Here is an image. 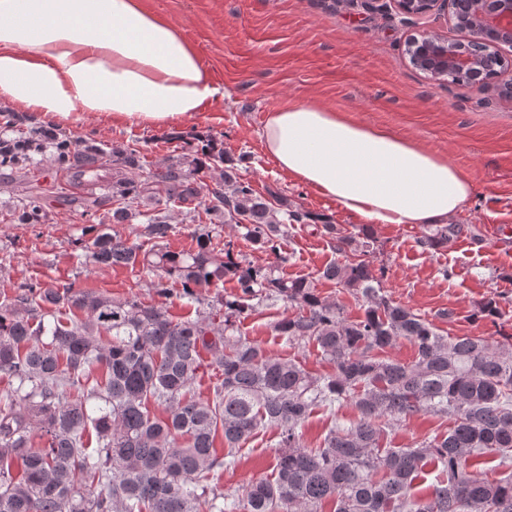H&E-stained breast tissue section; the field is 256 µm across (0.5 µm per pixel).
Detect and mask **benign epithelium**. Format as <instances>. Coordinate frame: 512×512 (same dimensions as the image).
Returning <instances> with one entry per match:
<instances>
[{
  "mask_svg": "<svg viewBox=\"0 0 512 512\" xmlns=\"http://www.w3.org/2000/svg\"><path fill=\"white\" fill-rule=\"evenodd\" d=\"M398 12L423 15L451 5L448 22L463 25L457 42L425 31L411 40L415 64L433 82L481 76L496 69L504 53L512 51V0H393Z\"/></svg>",
  "mask_w": 512,
  "mask_h": 512,
  "instance_id": "1",
  "label": "benign epithelium"
}]
</instances>
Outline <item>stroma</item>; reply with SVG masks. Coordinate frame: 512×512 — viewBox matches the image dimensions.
I'll use <instances>...</instances> for the list:
<instances>
[{
	"instance_id": "35a3bbf8",
	"label": "stroma",
	"mask_w": 512,
	"mask_h": 512,
	"mask_svg": "<svg viewBox=\"0 0 512 512\" xmlns=\"http://www.w3.org/2000/svg\"><path fill=\"white\" fill-rule=\"evenodd\" d=\"M141 6L171 24L192 45L220 96L188 119L185 130L223 139L227 154L240 158V173L257 193L280 191L289 203L326 215L338 227L358 232L362 221L335 200L324 197L279 169L267 153L261 130L271 112L295 101H310L346 118L410 140L442 155L474 184V192L453 221L461 229L446 248L431 250L421 239V224L373 227V264L384 267L383 287L392 300L435 322L442 334L492 338L495 328L471 321L480 303L499 300L502 319L512 323V101L490 89L429 83L411 65L409 38L424 30L455 38L446 16L403 19L392 0H139ZM26 124L64 133L79 142L105 147L137 144L150 164L172 156L174 146L162 129L116 122L103 112H87L62 124L37 112L24 113ZM42 191L49 220L19 224L11 216L29 188ZM108 193L106 182L70 184L68 176L40 161L28 178L0 170V287L14 296V284L72 282L78 289L115 299L135 298L165 306L173 317H196L217 292L204 288L197 301L163 296L153 273L105 267L82 260L89 224L87 212ZM498 225L490 234L489 225ZM335 242L322 227H289L280 249L290 256L279 272L313 281L321 296L343 306L349 317L362 315L352 292L320 278L336 261ZM456 317L442 319L445 310ZM292 313L280 300H266L244 314L239 329L270 355L301 362L316 375L331 373L316 344L289 347L274 330ZM277 432L261 429L219 474L225 492L272 478Z\"/></svg>"
}]
</instances>
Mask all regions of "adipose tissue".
I'll return each instance as SVG.
<instances>
[{"label": "adipose tissue", "mask_w": 512, "mask_h": 512, "mask_svg": "<svg viewBox=\"0 0 512 512\" xmlns=\"http://www.w3.org/2000/svg\"><path fill=\"white\" fill-rule=\"evenodd\" d=\"M218 92L138 0H0V100L18 109L166 128ZM261 138L281 170L372 224H443L473 192L445 158L313 103L270 113Z\"/></svg>", "instance_id": "adipose-tissue-1"}]
</instances>
